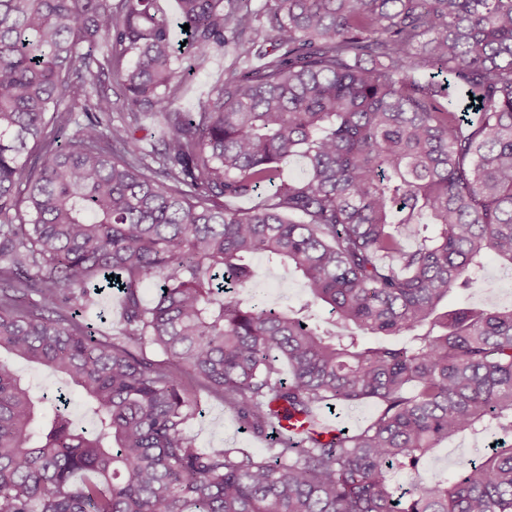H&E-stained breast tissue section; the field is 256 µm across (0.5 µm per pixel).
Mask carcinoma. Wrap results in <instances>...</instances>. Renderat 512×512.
I'll return each mask as SVG.
<instances>
[{"label": "carcinoma", "mask_w": 512, "mask_h": 512, "mask_svg": "<svg viewBox=\"0 0 512 512\" xmlns=\"http://www.w3.org/2000/svg\"><path fill=\"white\" fill-rule=\"evenodd\" d=\"M155 3L0 0V512H512V305H448L498 288L487 256L512 269V0ZM219 50L214 94L174 109L182 60ZM255 256L306 301L237 297ZM105 289L115 336L87 318ZM199 387L272 447H197ZM362 399L356 431L288 429ZM16 368L37 391L44 390L50 394L63 385L59 378L46 370L32 368L23 362H17ZM499 437L490 432L484 440H479L477 445L472 440H468L465 444L455 441L447 448H441L437 455L429 460L428 465L435 469H448V477L452 478L461 461L482 455L488 450L487 445Z\"/></svg>", "instance_id": "obj_1"}]
</instances>
